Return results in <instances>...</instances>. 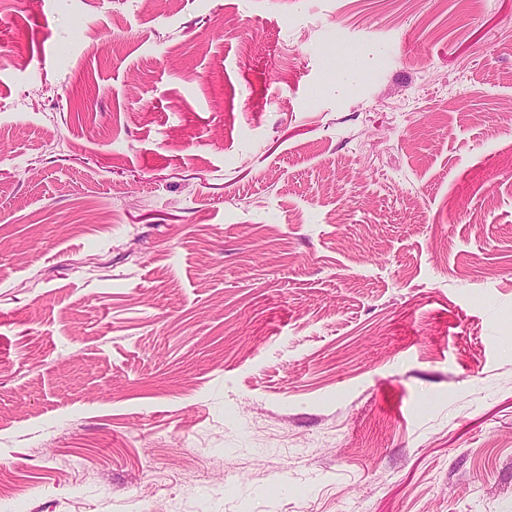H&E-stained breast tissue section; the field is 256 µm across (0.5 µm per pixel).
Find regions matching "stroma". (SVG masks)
I'll list each match as a JSON object with an SVG mask.
<instances>
[{
  "instance_id": "1",
  "label": "stroma",
  "mask_w": 512,
  "mask_h": 512,
  "mask_svg": "<svg viewBox=\"0 0 512 512\" xmlns=\"http://www.w3.org/2000/svg\"><path fill=\"white\" fill-rule=\"evenodd\" d=\"M0 512H512V0H0Z\"/></svg>"
}]
</instances>
